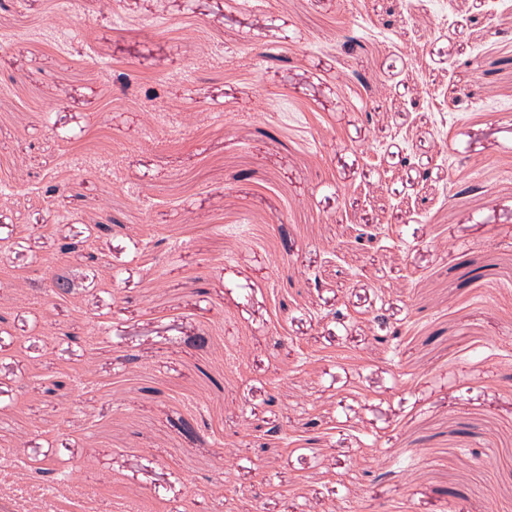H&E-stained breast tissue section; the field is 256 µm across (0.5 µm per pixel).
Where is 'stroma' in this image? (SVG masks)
<instances>
[{"label": "stroma", "mask_w": 512, "mask_h": 512, "mask_svg": "<svg viewBox=\"0 0 512 512\" xmlns=\"http://www.w3.org/2000/svg\"><path fill=\"white\" fill-rule=\"evenodd\" d=\"M505 57V0H0V512H512Z\"/></svg>", "instance_id": "1"}]
</instances>
